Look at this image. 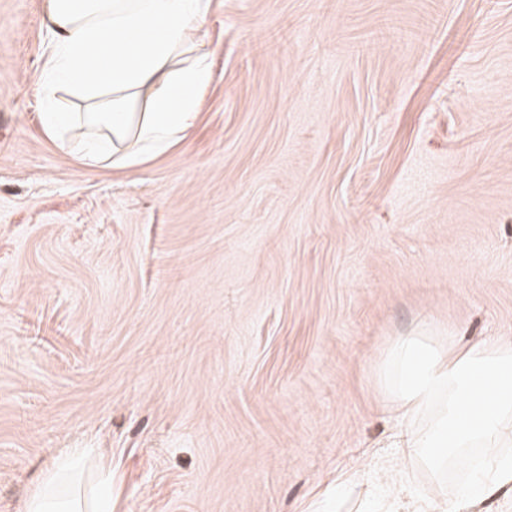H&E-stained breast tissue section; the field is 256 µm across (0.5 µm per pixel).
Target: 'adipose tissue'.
<instances>
[{
    "label": "adipose tissue",
    "mask_w": 512,
    "mask_h": 512,
    "mask_svg": "<svg viewBox=\"0 0 512 512\" xmlns=\"http://www.w3.org/2000/svg\"><path fill=\"white\" fill-rule=\"evenodd\" d=\"M210 0H44L49 35L38 77L40 126L52 139L86 130L85 166L131 168L177 143L199 118L212 69L205 29ZM397 414L396 442L409 454L500 448L449 499L396 491V512H474L478 502L512 493V390L469 410L478 384L512 382V336L472 340L452 352L399 338L382 368ZM112 461L77 448L41 472L24 512H112Z\"/></svg>",
    "instance_id": "1"
}]
</instances>
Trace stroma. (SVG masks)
I'll list each match as a JSON object with an SVG mask.
<instances>
[{
	"instance_id": "35a3bbf8",
	"label": "stroma",
	"mask_w": 512,
	"mask_h": 512,
	"mask_svg": "<svg viewBox=\"0 0 512 512\" xmlns=\"http://www.w3.org/2000/svg\"><path fill=\"white\" fill-rule=\"evenodd\" d=\"M44 0H0V512L112 455V512H383L454 496L390 447L402 336L512 334V0H211L167 153L42 132Z\"/></svg>"
}]
</instances>
